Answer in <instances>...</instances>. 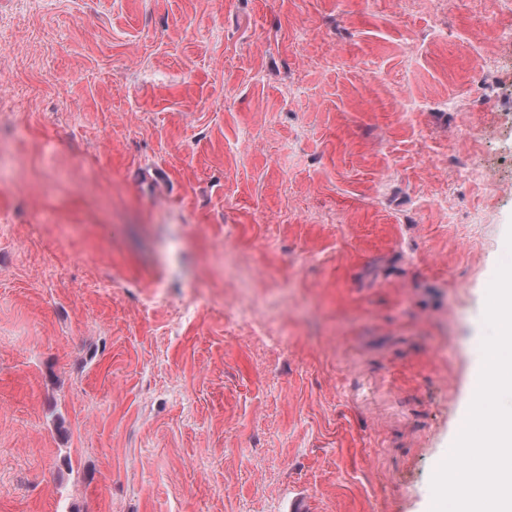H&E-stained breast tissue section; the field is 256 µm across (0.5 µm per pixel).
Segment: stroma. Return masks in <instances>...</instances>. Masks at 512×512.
Segmentation results:
<instances>
[{
    "label": "stroma",
    "mask_w": 512,
    "mask_h": 512,
    "mask_svg": "<svg viewBox=\"0 0 512 512\" xmlns=\"http://www.w3.org/2000/svg\"><path fill=\"white\" fill-rule=\"evenodd\" d=\"M0 16V512H428L512 261V0Z\"/></svg>",
    "instance_id": "obj_1"
}]
</instances>
